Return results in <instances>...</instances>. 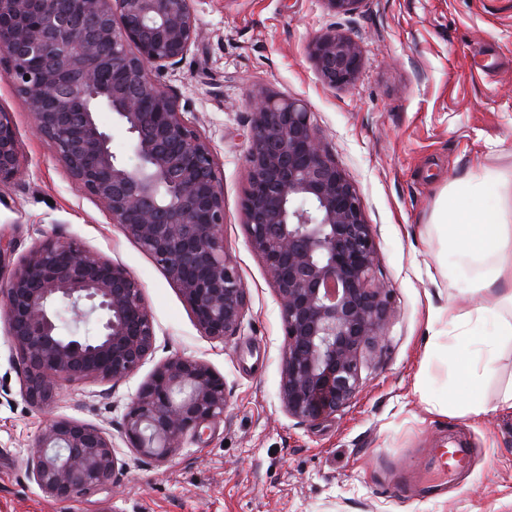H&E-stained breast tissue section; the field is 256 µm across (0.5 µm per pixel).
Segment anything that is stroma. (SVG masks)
I'll list each match as a JSON object with an SVG mask.
<instances>
[{
	"mask_svg": "<svg viewBox=\"0 0 512 512\" xmlns=\"http://www.w3.org/2000/svg\"><path fill=\"white\" fill-rule=\"evenodd\" d=\"M201 31L174 70L157 73L210 144L224 190V249L249 301L236 336H204L164 270L72 182L53 144L32 129L23 97L0 75L24 161L0 186V258L9 278L36 244L70 239L119 264L141 284L155 347L127 380H88L38 409L22 395L17 353L0 319V512H512V414L497 411L512 383L501 346L477 417L437 412L455 388L459 330L447 307L469 308L431 278L443 245L431 222L448 185L476 164L512 166V0H363L349 14L324 0H192ZM333 30L361 44L356 80L331 87L309 56ZM304 102L363 202L377 246L374 281L389 288L387 338L364 353L362 385L336 415L288 416L280 398L284 328L242 209L251 94ZM191 357L223 376L228 406L202 437L168 459L142 457L121 432L126 409L156 367ZM75 419L112 440L119 481L73 501L44 494L27 472L35 439L53 419ZM462 446L469 467L443 487L407 495L429 471V451Z\"/></svg>",
	"mask_w": 512,
	"mask_h": 512,
	"instance_id": "1",
	"label": "stroma"
}]
</instances>
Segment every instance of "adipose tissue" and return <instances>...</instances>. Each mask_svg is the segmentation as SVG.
<instances>
[{"mask_svg":"<svg viewBox=\"0 0 512 512\" xmlns=\"http://www.w3.org/2000/svg\"><path fill=\"white\" fill-rule=\"evenodd\" d=\"M453 261L444 272L448 288L471 296L473 305H449L448 320L469 329L486 318L496 324V338L467 350L460 358L471 390L491 369L499 344L512 341V168L476 166L470 176L448 188L433 214Z\"/></svg>","mask_w":512,"mask_h":512,"instance_id":"ef3b65f1","label":"adipose tissue"}]
</instances>
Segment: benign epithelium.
<instances>
[{
    "label": "benign epithelium",
    "mask_w": 512,
    "mask_h": 512,
    "mask_svg": "<svg viewBox=\"0 0 512 512\" xmlns=\"http://www.w3.org/2000/svg\"><path fill=\"white\" fill-rule=\"evenodd\" d=\"M200 36L190 0H0V62L80 190L147 251L177 286L202 333L236 335L248 303L224 250V192L214 155L153 73L177 67ZM310 55L322 80L354 82L361 45L340 34L316 37ZM247 189L250 243L277 294L285 331L280 401L315 422L341 411L361 384L364 350L386 338L389 289L372 281L376 245L354 186L326 150L296 99L252 98ZM130 136L134 162L112 152L102 108ZM23 170L12 116L0 110V184ZM0 316L33 406L64 386L119 382L155 344L140 283L73 241L48 239L14 269ZM72 331H60V312ZM224 378L176 356L158 366L123 418L126 441L163 459L191 433L223 417ZM117 460L100 428L50 422L29 457L30 478L60 502L112 484Z\"/></svg>",
    "instance_id": "benign-epithelium-1"
}]
</instances>
